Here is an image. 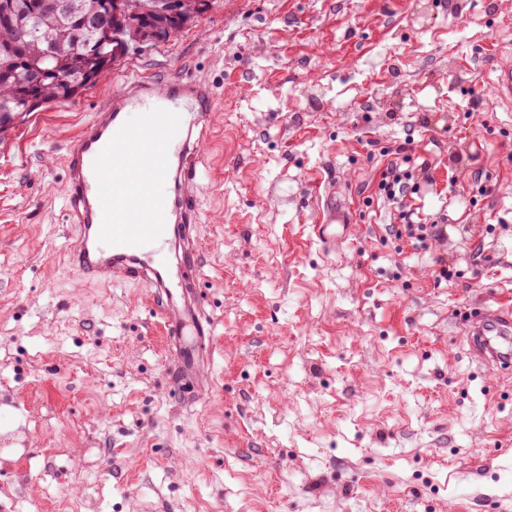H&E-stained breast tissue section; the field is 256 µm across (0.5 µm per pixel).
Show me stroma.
<instances>
[{"label":"stroma","mask_w":512,"mask_h":512,"mask_svg":"<svg viewBox=\"0 0 512 512\" xmlns=\"http://www.w3.org/2000/svg\"><path fill=\"white\" fill-rule=\"evenodd\" d=\"M512 0H210L0 135V512H512V373L464 326L512 306ZM212 87L193 192L210 386L180 399L137 283L69 262L65 155L122 74ZM410 143L427 248L364 206ZM352 222L314 226L327 191ZM456 277L436 278L440 265Z\"/></svg>","instance_id":"35a3bbf8"}]
</instances>
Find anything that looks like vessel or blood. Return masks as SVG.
I'll return each instance as SVG.
<instances>
[{
	"instance_id": "b4317fda",
	"label": "vessel or blood",
	"mask_w": 512,
	"mask_h": 512,
	"mask_svg": "<svg viewBox=\"0 0 512 512\" xmlns=\"http://www.w3.org/2000/svg\"><path fill=\"white\" fill-rule=\"evenodd\" d=\"M211 88L202 79L150 77L124 80L67 148L71 203L77 233L72 262L82 274L105 282L154 288L172 363L167 384L201 394L209 380L213 324L195 292L202 251L193 183L201 150L196 131L207 114ZM136 113L128 122L127 113ZM172 180L173 197L155 195L154 180ZM349 218L328 198L316 236L334 238ZM178 224L181 263L171 268V224ZM472 354L491 372L512 369V311L497 308L465 330Z\"/></svg>"
}]
</instances>
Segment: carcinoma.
I'll return each instance as SVG.
<instances>
[{"label":"carcinoma","mask_w":512,"mask_h":512,"mask_svg":"<svg viewBox=\"0 0 512 512\" xmlns=\"http://www.w3.org/2000/svg\"><path fill=\"white\" fill-rule=\"evenodd\" d=\"M52 3L0 0V114L31 112L36 99L67 101L89 84L97 64L71 51L72 43L91 40L101 55L119 59L139 29H152L161 42L172 28L156 11L136 16L123 11V0H71L78 10L69 14L55 12ZM96 9L105 24L92 33L83 17Z\"/></svg>","instance_id":"1"}]
</instances>
